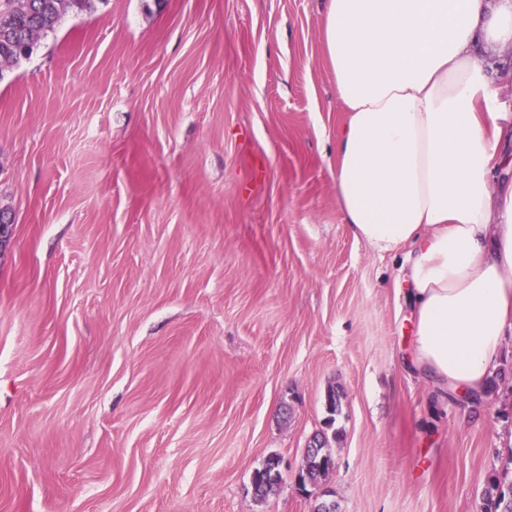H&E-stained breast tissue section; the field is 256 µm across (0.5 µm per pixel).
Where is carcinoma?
Masks as SVG:
<instances>
[{"label":"carcinoma","instance_id":"1","mask_svg":"<svg viewBox=\"0 0 512 512\" xmlns=\"http://www.w3.org/2000/svg\"><path fill=\"white\" fill-rule=\"evenodd\" d=\"M96 0H0V78L3 71L31 57L41 39L68 14L90 13ZM309 452L305 479L313 489L327 484L330 471ZM484 512H512V482H496L485 491Z\"/></svg>","mask_w":512,"mask_h":512}]
</instances>
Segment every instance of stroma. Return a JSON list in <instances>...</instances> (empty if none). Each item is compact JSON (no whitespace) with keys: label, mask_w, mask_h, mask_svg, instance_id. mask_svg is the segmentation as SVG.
I'll list each match as a JSON object with an SVG mask.
<instances>
[{"label":"stroma","mask_w":512,"mask_h":512,"mask_svg":"<svg viewBox=\"0 0 512 512\" xmlns=\"http://www.w3.org/2000/svg\"><path fill=\"white\" fill-rule=\"evenodd\" d=\"M323 12L101 0L0 76V512H311L332 388L340 512H481L512 465V336L435 385L342 220ZM313 436H311L307 444V446L312 449H309V453H306V456L303 458V467L305 464L308 463L305 479L308 482V484L313 489L316 490L319 487L327 484V481L330 476V471L327 469L325 465H319L316 463L318 457H316L317 454H313ZM324 489L331 491V488L327 485L324 486Z\"/></svg>","instance_id":"35a3bbf8"}]
</instances>
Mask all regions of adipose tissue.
<instances>
[{"label":"adipose tissue","mask_w":512,"mask_h":512,"mask_svg":"<svg viewBox=\"0 0 512 512\" xmlns=\"http://www.w3.org/2000/svg\"><path fill=\"white\" fill-rule=\"evenodd\" d=\"M324 35L343 221L403 254L416 367L482 393L512 332V116L476 50L512 44V0H327Z\"/></svg>","instance_id":"1"}]
</instances>
